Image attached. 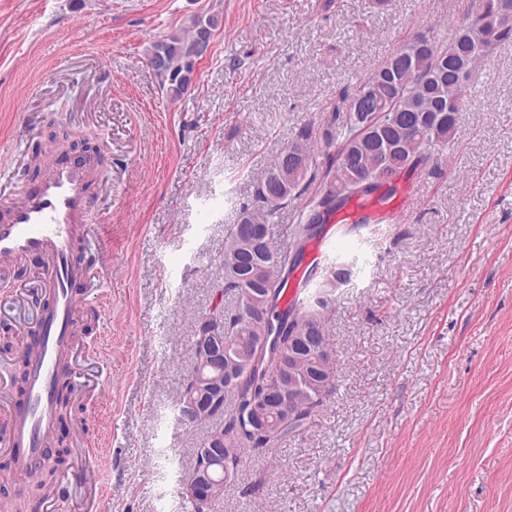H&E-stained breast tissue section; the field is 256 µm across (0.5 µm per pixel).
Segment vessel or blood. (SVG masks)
<instances>
[{
	"mask_svg": "<svg viewBox=\"0 0 512 512\" xmlns=\"http://www.w3.org/2000/svg\"><path fill=\"white\" fill-rule=\"evenodd\" d=\"M90 177L89 168L47 158L34 186L0 210V276L32 257L44 263L47 274L39 299L25 293L19 297L20 304L35 309V329L0 310V322L15 326L21 338L19 351L29 362L28 385L21 401L10 399L9 383L0 379V413L11 424L10 432L0 437V455L13 462L20 483L53 441L57 385L66 369L103 361L97 345L79 344L82 313L100 310L108 296L104 285L107 263L91 270L82 261L81 245L91 234ZM412 192V185L402 186L394 207L381 208L369 200L353 202L337 220L352 223L367 216L394 223L401 203ZM73 456L69 475L43 498L38 512H66V496L77 487L85 491L87 512H96L103 493L97 455L82 443L74 448Z\"/></svg>",
	"mask_w": 512,
	"mask_h": 512,
	"instance_id": "1",
	"label": "vessel or blood"
}]
</instances>
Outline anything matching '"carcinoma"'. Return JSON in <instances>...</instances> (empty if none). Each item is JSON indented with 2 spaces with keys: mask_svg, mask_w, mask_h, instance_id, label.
<instances>
[{
  "mask_svg": "<svg viewBox=\"0 0 512 512\" xmlns=\"http://www.w3.org/2000/svg\"><path fill=\"white\" fill-rule=\"evenodd\" d=\"M495 0H484L482 12L462 22L449 42L428 41V47L413 57L407 55L413 39L378 64L358 86L355 95L365 91L372 94L374 108L382 112L377 119L375 134L381 146L387 149L384 159L363 154L362 164L351 166L333 152L336 147L350 144L356 133L352 105L341 101L332 111L321 137H313L310 129H302L289 149L306 163L303 176L283 184L279 179L278 162H273L254 180L252 201L242 207L240 217L257 225L259 235L267 242L266 249L256 256L253 268L237 269L231 260L238 258L241 241L237 225H232L224 239V266L219 279L222 292L235 297V307L228 312L215 308L208 323L194 326L193 356H199L202 337L213 329L224 333V347L232 359H253L244 346L252 336L249 319L257 317L261 330L288 344L308 325V316H316L315 324L321 329L325 342L328 334L327 307L335 291L322 281L323 276L340 265L336 259L330 265L313 266L303 287L315 292L291 302L285 300V284L289 276L304 261L310 245L320 237L323 224L356 198L368 197L386 185L394 192L395 177L405 172L422 171L434 160L435 152L453 142L456 114L464 103L467 89L476 69L485 61L490 49L512 35V24L492 34L491 40L478 53L458 44L460 32L467 30L474 39L486 34L481 20L491 16ZM222 25L220 13L194 14L186 25L175 32L151 42L144 50V60L161 58L164 66L152 71L159 89L171 100L181 98L192 82L197 62L203 54L196 52L198 45L210 44L211 36ZM467 61L469 70L461 79L456 72ZM417 112L420 123H405L399 114ZM336 171V187L323 198L314 196L296 216V222L287 228L279 224V212L288 197L298 194L314 180ZM285 231L287 245L275 244V235ZM336 388L335 351L323 359L306 353L298 357L293 371L283 369L271 377L268 370L254 367L243 377L237 391L224 385V397L231 406L222 404L199 416L192 425L218 421L219 441L231 447L232 462L236 466L263 450H271L288 438L299 435L311 427L314 413L323 406ZM268 411L265 424L255 426L251 421H237L252 406Z\"/></svg>",
  "mask_w": 512,
  "mask_h": 512,
  "instance_id": "cac0c4a2",
  "label": "carcinoma"
}]
</instances>
